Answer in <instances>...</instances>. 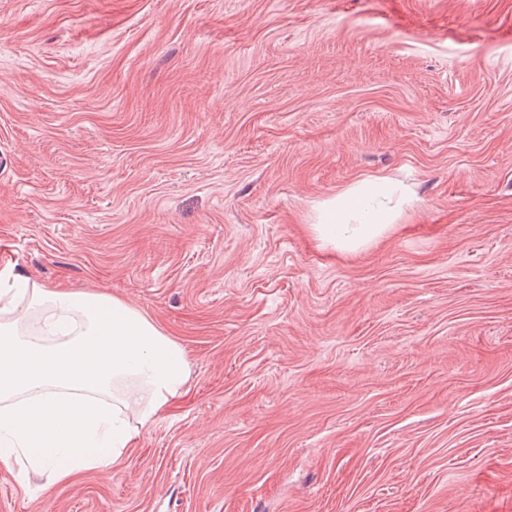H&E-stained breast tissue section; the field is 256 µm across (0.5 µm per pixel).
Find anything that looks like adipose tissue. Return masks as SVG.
Here are the masks:
<instances>
[{
  "instance_id": "1",
  "label": "adipose tissue",
  "mask_w": 512,
  "mask_h": 512,
  "mask_svg": "<svg viewBox=\"0 0 512 512\" xmlns=\"http://www.w3.org/2000/svg\"><path fill=\"white\" fill-rule=\"evenodd\" d=\"M411 198L368 176L321 202L313 230L355 252L396 228ZM187 380L182 347L137 307L0 266L1 468L28 466L48 490L80 469L111 477Z\"/></svg>"
}]
</instances>
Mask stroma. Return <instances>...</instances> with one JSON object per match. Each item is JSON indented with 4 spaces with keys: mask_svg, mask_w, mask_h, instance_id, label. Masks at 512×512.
Here are the masks:
<instances>
[{
    "mask_svg": "<svg viewBox=\"0 0 512 512\" xmlns=\"http://www.w3.org/2000/svg\"><path fill=\"white\" fill-rule=\"evenodd\" d=\"M412 188L369 249L316 204ZM139 307L187 394L0 512H512V0H0V264Z\"/></svg>",
    "mask_w": 512,
    "mask_h": 512,
    "instance_id": "stroma-1",
    "label": "stroma"
}]
</instances>
